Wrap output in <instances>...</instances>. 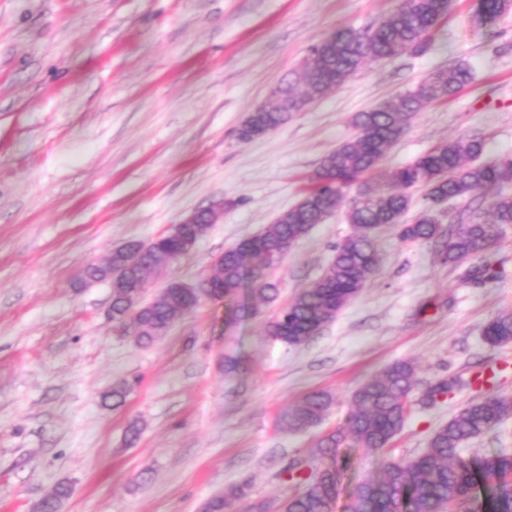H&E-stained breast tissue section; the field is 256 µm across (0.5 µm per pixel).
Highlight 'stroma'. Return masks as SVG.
I'll list each match as a JSON object with an SVG mask.
<instances>
[{
    "mask_svg": "<svg viewBox=\"0 0 512 512\" xmlns=\"http://www.w3.org/2000/svg\"><path fill=\"white\" fill-rule=\"evenodd\" d=\"M399 0H0V512H33L57 484L60 512H204L232 485L234 512H280L303 485L288 464L343 427L353 392L389 364L417 367L407 421L387 448L341 445L336 512L381 461L423 453L434 431L482 393L457 389L421 407L438 377L508 361L493 391L512 397V344L485 324L512 310V226L485 255L441 263L429 244L379 234L380 268L362 294L297 347L264 323L307 288L352 234L344 210L316 225L273 271L275 303L224 324L206 301L147 348L109 313L107 284L82 282L129 240L148 241L184 215L224 202L187 257L150 276L208 275L224 249L294 206L324 157L355 132L356 113L467 65L473 81L416 113L389 150L398 167L435 145L480 140L483 160L512 157V11L481 23L477 0H454L429 50L370 62L287 124L243 141L237 131L272 87L332 32L373 25ZM491 194L445 202L442 226L488 215ZM498 273L482 284L466 270ZM238 358L229 373L225 364ZM130 389L120 406L105 395ZM333 404L314 427L282 416L306 394ZM138 423L135 443L126 431Z\"/></svg>",
    "mask_w": 512,
    "mask_h": 512,
    "instance_id": "1",
    "label": "stroma"
}]
</instances>
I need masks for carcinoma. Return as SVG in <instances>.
<instances>
[{"mask_svg": "<svg viewBox=\"0 0 512 512\" xmlns=\"http://www.w3.org/2000/svg\"><path fill=\"white\" fill-rule=\"evenodd\" d=\"M478 5L482 18L492 22L512 9V0H478ZM449 7L450 0H401L376 24L332 33L312 48L302 70L278 83L267 109L249 113L238 130L239 139L249 141L286 124L297 100L324 97L371 61L425 53ZM472 80L470 68L453 65L432 73L395 101L356 114L352 120L356 133L324 157L300 201L276 222L224 249L218 257L217 273L206 280L205 287L213 299L229 304L225 324L236 323L243 295L266 304L276 302L278 284L265 270L273 262H283L287 256L283 246L324 223L341 206L348 187L377 172L399 131L416 112L430 102L452 98ZM482 154L481 142L455 140L439 143L413 161L386 170V187H369L350 202L345 217L354 227L353 234L336 246L333 261L322 275L265 323V336L298 346L331 323L378 271L377 232L382 228L396 229L403 241L440 244L442 261L450 265L484 255L498 240L502 227L512 225V195L501 192L512 183V157L476 162ZM488 188L500 189L491 202L492 219L484 222L478 216L445 235L435 207ZM420 190L425 206L415 222L407 223L404 216ZM200 219L199 224L187 225L181 236L163 233L155 237L149 248L141 241H129L112 252L109 264H91L84 270L88 283L112 277V319L133 330L142 348L164 336L194 305L195 294L174 282L158 298L134 309L148 276L167 271L186 253L187 243L196 244L205 237L208 213L201 212ZM484 339L494 347L511 343L512 312L491 319L484 328ZM464 384L460 377L442 378L427 389L424 398L434 404ZM416 385L414 364L398 361L356 389L354 412L346 426L318 443L314 457L318 469L307 473L301 463L289 466V472L304 480V489L283 503V512H335L343 472L337 448L347 441L357 448L386 447L406 422ZM332 401L327 392L311 393L286 411L283 422L297 430L314 427ZM509 414L512 400L499 395L466 405L433 433L429 448L421 455L385 462L379 474L361 479L347 512H512V454L501 451L469 460L458 455L464 443L494 429ZM69 493L68 485L58 484L35 505L34 512H57ZM242 496L241 487L231 486L207 502L206 512H229Z\"/></svg>", "mask_w": 512, "mask_h": 512, "instance_id": "1", "label": "carcinoma"}]
</instances>
